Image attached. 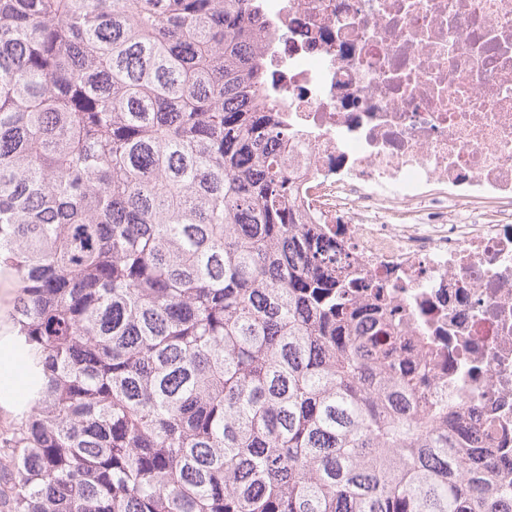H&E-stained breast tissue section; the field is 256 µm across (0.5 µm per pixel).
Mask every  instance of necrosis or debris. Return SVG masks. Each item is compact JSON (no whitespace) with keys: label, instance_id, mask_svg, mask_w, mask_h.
<instances>
[{"label":"necrosis or debris","instance_id":"obj_1","mask_svg":"<svg viewBox=\"0 0 512 512\" xmlns=\"http://www.w3.org/2000/svg\"><path fill=\"white\" fill-rule=\"evenodd\" d=\"M304 223L441 348L426 397L512 482V0H263Z\"/></svg>","mask_w":512,"mask_h":512}]
</instances>
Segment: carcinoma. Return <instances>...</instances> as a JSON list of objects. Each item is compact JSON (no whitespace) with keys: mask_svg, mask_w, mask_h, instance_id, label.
<instances>
[{"mask_svg":"<svg viewBox=\"0 0 512 512\" xmlns=\"http://www.w3.org/2000/svg\"><path fill=\"white\" fill-rule=\"evenodd\" d=\"M260 0H0L8 512H512L300 222ZM0 377L7 376L8 387L0 392V436L10 430L17 421V400L27 386V368L25 363L15 354L12 346L9 313L13 307L17 289L13 276L0 274Z\"/></svg>","mask_w":512,"mask_h":512,"instance_id":"carcinoma-1","label":"carcinoma"}]
</instances>
